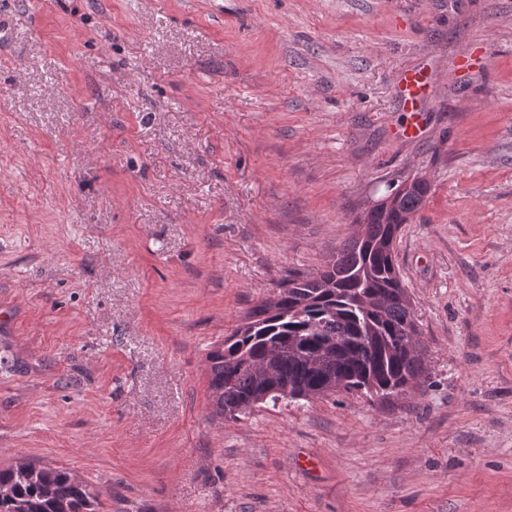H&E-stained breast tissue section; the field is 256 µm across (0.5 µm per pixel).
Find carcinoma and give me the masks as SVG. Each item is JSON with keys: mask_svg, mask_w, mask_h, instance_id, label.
I'll use <instances>...</instances> for the list:
<instances>
[{"mask_svg": "<svg viewBox=\"0 0 512 512\" xmlns=\"http://www.w3.org/2000/svg\"><path fill=\"white\" fill-rule=\"evenodd\" d=\"M428 188L407 192L394 214L364 212L363 230L345 245L320 276H295L280 293L251 309L247 322L228 337V347L208 354L209 387L220 417L249 410L258 385L245 358L275 363L291 398L328 373L348 379L345 391L379 398L407 394L423 372L412 304L395 263L402 225L419 210ZM322 338L337 339L340 352L312 365L272 348L289 342L313 354ZM102 491L68 470L18 462L0 469V512H101Z\"/></svg>", "mask_w": 512, "mask_h": 512, "instance_id": "1", "label": "carcinoma"}]
</instances>
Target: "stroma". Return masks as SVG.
<instances>
[{
	"mask_svg": "<svg viewBox=\"0 0 512 512\" xmlns=\"http://www.w3.org/2000/svg\"><path fill=\"white\" fill-rule=\"evenodd\" d=\"M1 17V468L67 469L103 512H512V0ZM413 176L415 388L215 416L208 353ZM425 84L418 72L406 70L397 80V88L405 106L414 110L422 99Z\"/></svg>",
	"mask_w": 512,
	"mask_h": 512,
	"instance_id": "stroma-1",
	"label": "stroma"
}]
</instances>
